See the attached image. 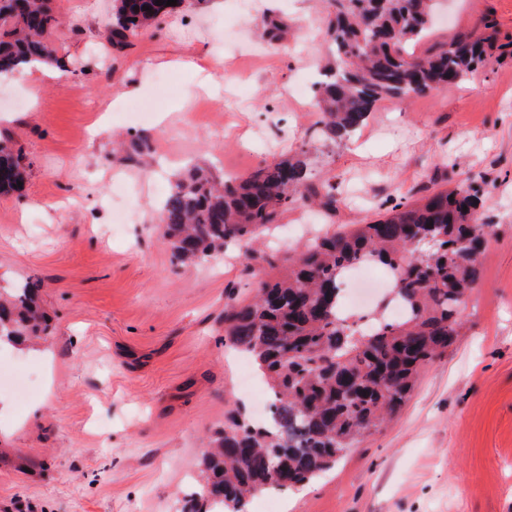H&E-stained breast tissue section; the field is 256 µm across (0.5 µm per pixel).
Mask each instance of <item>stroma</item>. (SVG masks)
<instances>
[{
	"instance_id": "stroma-1",
	"label": "stroma",
	"mask_w": 512,
	"mask_h": 512,
	"mask_svg": "<svg viewBox=\"0 0 512 512\" xmlns=\"http://www.w3.org/2000/svg\"><path fill=\"white\" fill-rule=\"evenodd\" d=\"M57 6L65 68L17 74L27 106L0 91V131L28 167L22 189L0 196V286L40 280L49 320L41 345L0 347L1 367L37 371L26 402L0 394V512H182L206 438L233 409L261 416L253 395L265 387L243 389L248 363L224 340L226 297L249 301L256 276L235 245L173 271L154 225L113 223L112 178L137 188L133 212L154 217L186 165L244 176L299 153L338 203L288 210L264 234L282 253L473 174L488 183L481 215L495 233L460 336L398 418L249 512H512V0H445L415 55L483 36L484 62L442 91L381 101L333 146L315 132L314 98L291 92L330 60L322 37L305 35L332 18L329 0H185L105 62L108 0ZM272 20L287 40L271 39ZM198 49L201 70L178 67ZM142 137L150 174L112 159L113 142Z\"/></svg>"
}]
</instances>
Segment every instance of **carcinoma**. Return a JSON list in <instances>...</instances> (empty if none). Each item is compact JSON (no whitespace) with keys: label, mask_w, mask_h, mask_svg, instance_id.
Returning a JSON list of instances; mask_svg holds the SVG:
<instances>
[{"label":"carcinoma","mask_w":512,"mask_h":512,"mask_svg":"<svg viewBox=\"0 0 512 512\" xmlns=\"http://www.w3.org/2000/svg\"><path fill=\"white\" fill-rule=\"evenodd\" d=\"M113 0L112 46L159 24L174 7ZM433 0H331L324 28L334 63L317 82L316 125L334 143L390 98L422 96L466 78L484 61L481 42H452L424 57L410 48L430 30ZM52 0H0V77L33 63L63 64L53 42ZM26 169L11 136L0 137V194L20 191ZM311 169L285 157L242 177L190 168L178 173L156 231L178 267L206 263L229 243L245 246L246 268L264 271L252 299L224 303V336L266 382L270 421L231 416L210 441L202 484L183 512H247L251 498L303 485L332 468L358 437L392 420L420 371L448 350L460 306L479 284L488 199L475 180L397 203L383 218L334 228L294 255L256 249L257 235L318 191ZM362 261L388 266L398 319L338 316L340 275ZM41 282L0 287V343L37 341Z\"/></svg>","instance_id":"cac0c4a2"}]
</instances>
